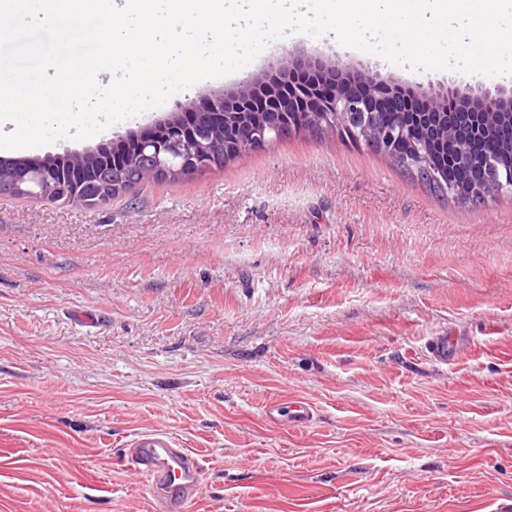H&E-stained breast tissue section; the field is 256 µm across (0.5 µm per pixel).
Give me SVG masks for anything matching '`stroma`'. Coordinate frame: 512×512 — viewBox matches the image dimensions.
<instances>
[{
    "label": "stroma",
    "mask_w": 512,
    "mask_h": 512,
    "mask_svg": "<svg viewBox=\"0 0 512 512\" xmlns=\"http://www.w3.org/2000/svg\"><path fill=\"white\" fill-rule=\"evenodd\" d=\"M270 54L512 98V76L413 72L329 35ZM267 65L0 160L150 129ZM444 331L468 349L438 365ZM274 400L313 421H269ZM156 429L202 461L188 512H512V194L444 199L335 132L102 208L0 194V512H158L124 462Z\"/></svg>",
    "instance_id": "stroma-1"
}]
</instances>
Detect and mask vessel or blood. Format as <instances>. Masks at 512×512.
Masks as SVG:
<instances>
[{
	"mask_svg": "<svg viewBox=\"0 0 512 512\" xmlns=\"http://www.w3.org/2000/svg\"><path fill=\"white\" fill-rule=\"evenodd\" d=\"M461 346L460 337L444 333L430 339L428 354L435 363L445 365L458 356ZM265 415L277 424L302 425L312 420L313 410L303 401L273 402L266 407ZM126 457L129 469L152 488L161 512H186L202 481L203 468L197 454L178 447L169 432L153 430L130 440Z\"/></svg>",
	"mask_w": 512,
	"mask_h": 512,
	"instance_id": "1",
	"label": "vessel or blood"
}]
</instances>
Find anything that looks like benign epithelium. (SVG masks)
Segmentation results:
<instances>
[{
	"mask_svg": "<svg viewBox=\"0 0 512 512\" xmlns=\"http://www.w3.org/2000/svg\"><path fill=\"white\" fill-rule=\"evenodd\" d=\"M268 70L276 75L301 74L303 78L288 82L284 87L271 82L248 85L235 95H218L211 99L207 109L198 116L201 123L217 113L230 119L243 112H296L295 124L239 126L241 152L244 157L250 150L262 148L294 128L313 126L322 122L320 114L334 112L356 120L366 119L370 112H389L386 120L393 125L398 113L405 111L403 101L409 99L402 90L382 83L369 71L340 66L334 62L289 60L281 56L269 63ZM429 113L444 115L452 112H511L512 101H504L488 93L475 97L465 106L457 101L451 88L427 93L420 98ZM224 155V141L213 139L192 147L186 137L179 115L170 117L166 132L156 137H146L140 144V158L154 178H168L192 167L203 172ZM37 169L28 163H19L11 170V180L6 189L31 199H49L54 194L49 189H36ZM512 190V163L507 169L497 164L478 166L469 172L466 196L471 200L484 198L488 187Z\"/></svg>",
	"mask_w": 512,
	"mask_h": 512,
	"instance_id": "benign-epithelium-1",
	"label": "benign epithelium"
}]
</instances>
